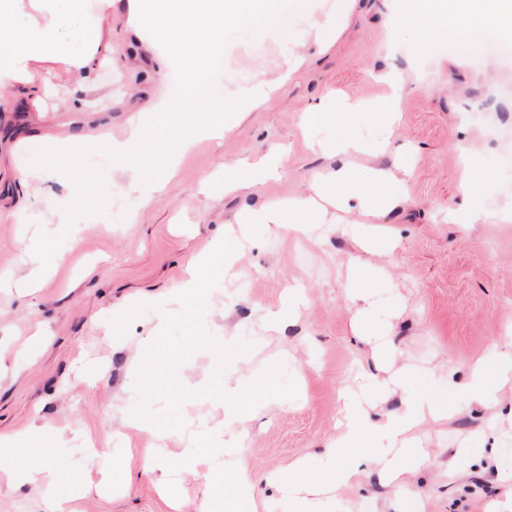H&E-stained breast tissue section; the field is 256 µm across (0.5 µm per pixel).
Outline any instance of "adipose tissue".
<instances>
[{
    "label": "adipose tissue",
    "mask_w": 512,
    "mask_h": 512,
    "mask_svg": "<svg viewBox=\"0 0 512 512\" xmlns=\"http://www.w3.org/2000/svg\"><path fill=\"white\" fill-rule=\"evenodd\" d=\"M20 2L0 0V89L19 86L31 94H40L41 89L35 82L31 67L35 61H65L68 71L83 79L97 72L100 65L98 39H90L80 50L59 55L58 45L51 34L25 30L16 24ZM420 3L422 16L434 34L451 36L464 46L476 44L488 32L512 41V0H420ZM362 150V145L357 141L349 138L337 140L333 148L336 164L320 175L312 193L291 194L264 202L265 222L297 230L329 206L364 214L395 206L399 186L411 177L409 166L398 162L389 168L369 169L366 176H359L349 159ZM258 169L274 179L281 176L275 154H267L255 163L242 159L225 168V190L249 189L253 184V173ZM208 265V258L197 260L187 268L173 298L160 300V311L153 327L147 336L139 340V356L144 363H152L163 341L171 303L183 305L195 300L202 274ZM405 374V369L400 368L390 371L382 380L373 374L366 375L365 397L349 400L342 409L344 432L336 444L327 450L331 467L326 473L314 475L312 462L302 459L291 465L287 474L275 477L274 482L288 503V512H314L315 501L332 498L337 488L348 484L357 470L361 452L368 447L375 429L368 393L377 387L385 392L394 391L401 386ZM434 413L431 402L420 400L409 404L402 413L387 417L384 429L399 455L411 452L418 464H428L427 454L410 439L409 433L420 420ZM125 422L144 433L149 440L150 445L143 453L144 459L156 472L162 494L167 496L170 504H177L178 497L171 492L169 471L153 446L154 441L164 438V429L134 410L127 411ZM47 430V425L35 423L22 434L0 436V460L26 457L27 465L14 469V480L19 483L49 480L53 512H64L68 499L63 489L68 481L54 475L53 439Z\"/></svg>",
    "instance_id": "adipose-tissue-1"
}]
</instances>
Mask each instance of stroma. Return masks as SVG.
<instances>
[{"label": "stroma", "instance_id": "1", "mask_svg": "<svg viewBox=\"0 0 512 512\" xmlns=\"http://www.w3.org/2000/svg\"><path fill=\"white\" fill-rule=\"evenodd\" d=\"M335 10L336 0H302L272 25L227 43L218 94L249 95L261 104L241 113L222 141L197 140L160 196L144 200L125 170L90 153L89 165L103 174L105 211L75 221L77 240H65L57 251L64 259L60 271L28 296L17 286L30 270L24 246L39 232H61L41 217L70 205L74 184L46 182L39 166L21 171L12 155L0 154V434L25 430L35 419L46 423L55 435L58 469L74 478L86 446L97 449L95 485L72 496L73 512H170L139 454L144 436L123 420L125 406L139 400L132 338L152 324L156 301L178 288L185 266L215 248L241 211L244 197L225 193L215 173L278 149L284 154L280 181L257 183L254 194L300 193L329 164L323 146L341 136L364 146L358 168L409 161L403 203L372 217L347 214L346 234L332 211L304 235L273 229L250 214L251 242L238 253V278L218 282L207 296L208 332L247 345L261 333L260 315L278 309L285 289L303 296L299 317L269 336L265 348L266 355L282 357L280 378L293 380L298 396L247 421L243 459L261 476L304 456L322 459L341 433L346 392L358 390L374 369V337L386 336L395 365L410 372L375 414L400 412L412 399L433 401L439 417L415 431L431 463L416 468L404 458L410 472L403 483L387 482L378 462L394 451L375 433L353 488L319 512H512V385L498 386L488 362L493 351H512V221L467 223L456 216L463 204L464 143L474 172L495 171L480 209L512 208V149L497 136L512 130V64L445 36L395 34V17L416 14L417 0H355L331 49L300 42L310 18ZM124 14L125 0H112L111 20L95 30L98 2L85 0L81 30L55 32L64 51L99 35L112 63L97 83L112 91L111 109L68 108L79 93L75 75L59 62L37 64L51 92L36 104L11 91L9 104L0 106L1 146L65 132L92 141L125 138L134 110L152 107L161 91L154 79L159 63L142 52ZM295 49L303 63L284 84L269 88L266 76ZM389 73L406 80L391 86ZM389 98L398 101L400 121L383 105ZM339 102L349 111H336ZM307 113L318 119L305 128ZM360 263L377 270L367 283L376 311L367 319L358 317L348 294ZM118 311L130 317V336L106 332ZM480 358L497 386L495 406L470 403L456 391L436 399L447 373L464 380ZM181 415L184 429L169 432L163 446L180 484L182 512H197L210 475L224 479L214 512H228L234 488L226 478L238 459L213 456L198 473L180 459L182 449L223 442L215 426L224 409L199 398L185 402ZM11 467V461L0 463V512H47L45 489L10 481Z\"/></svg>", "mask_w": 512, "mask_h": 512}]
</instances>
